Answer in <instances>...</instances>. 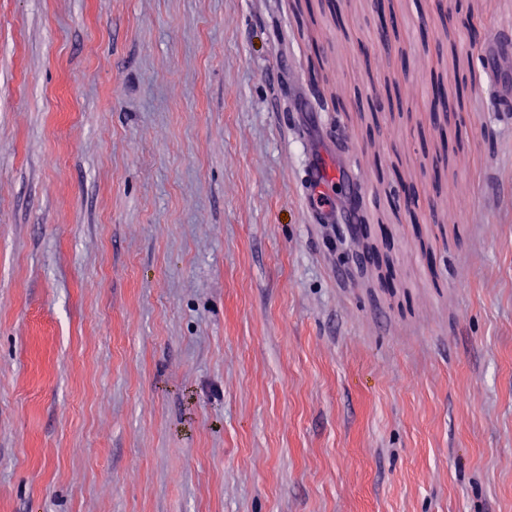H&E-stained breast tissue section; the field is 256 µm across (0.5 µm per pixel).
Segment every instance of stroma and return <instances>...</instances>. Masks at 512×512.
<instances>
[{
  "instance_id": "stroma-1",
  "label": "stroma",
  "mask_w": 512,
  "mask_h": 512,
  "mask_svg": "<svg viewBox=\"0 0 512 512\" xmlns=\"http://www.w3.org/2000/svg\"><path fill=\"white\" fill-rule=\"evenodd\" d=\"M473 29L512 0H0V512H512Z\"/></svg>"
}]
</instances>
